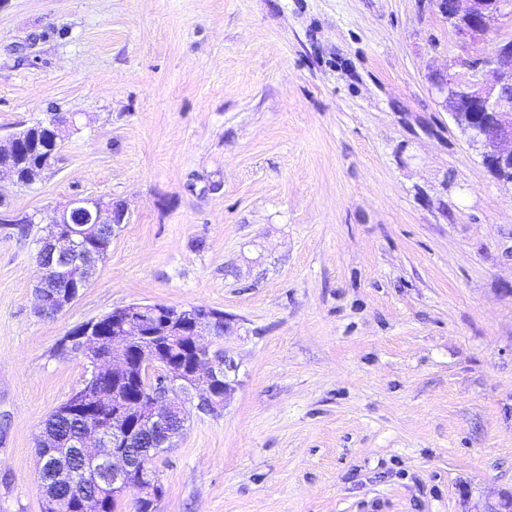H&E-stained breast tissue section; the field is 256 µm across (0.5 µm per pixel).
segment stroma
<instances>
[{
	"label": "stroma",
	"mask_w": 512,
	"mask_h": 512,
	"mask_svg": "<svg viewBox=\"0 0 512 512\" xmlns=\"http://www.w3.org/2000/svg\"><path fill=\"white\" fill-rule=\"evenodd\" d=\"M462 41L433 0H0V136L76 118L0 182L40 219L127 216L87 288L35 312L0 234V512H43L42 422L81 387L57 351L130 303L205 305L238 365L157 472L160 512H486L512 494V184L438 102ZM73 122V120L61 118L56 114L50 115L42 120L43 125L50 129V140L46 149L51 152L50 155L44 159L42 163L43 166L50 167L52 162L56 160V156L58 157L59 148L65 139L68 127L73 125Z\"/></svg>",
	"instance_id": "obj_1"
}]
</instances>
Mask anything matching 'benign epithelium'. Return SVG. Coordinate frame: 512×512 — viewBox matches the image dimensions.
<instances>
[{
    "instance_id": "benign-epithelium-1",
    "label": "benign epithelium",
    "mask_w": 512,
    "mask_h": 512,
    "mask_svg": "<svg viewBox=\"0 0 512 512\" xmlns=\"http://www.w3.org/2000/svg\"><path fill=\"white\" fill-rule=\"evenodd\" d=\"M441 14L464 40L487 37L502 17L512 16V0H435ZM471 71L467 81L439 73L433 86L443 97L455 123L468 135L471 146L480 150L490 171L504 182H512V40L495 43L482 59L464 61ZM50 129L43 165L49 167L58 156L61 143L73 121L55 114L42 120ZM125 212L102 198L78 197L50 219L53 224V250L57 253L55 270L69 268L70 249L88 250L87 226L110 224L117 227ZM230 316L212 312L203 305L173 307L161 303H133L122 306L112 317V335L99 334L98 320L83 323L69 341L92 367V379L112 376L122 384L139 383L145 395L124 400L112 391V415L100 414L98 397L79 399L75 410L90 417L81 440L84 462L102 469L112 485V494L121 501L130 491L140 489L129 482L136 463L129 454L133 429L131 423L156 428L182 407L183 393L192 388L201 395L198 409L220 411L234 390L238 365L221 352L211 350L205 337L221 338L230 329ZM193 332V351L189 363L177 369L162 362L155 349L159 336H182L185 328ZM112 344V355L100 354L103 344Z\"/></svg>"
}]
</instances>
